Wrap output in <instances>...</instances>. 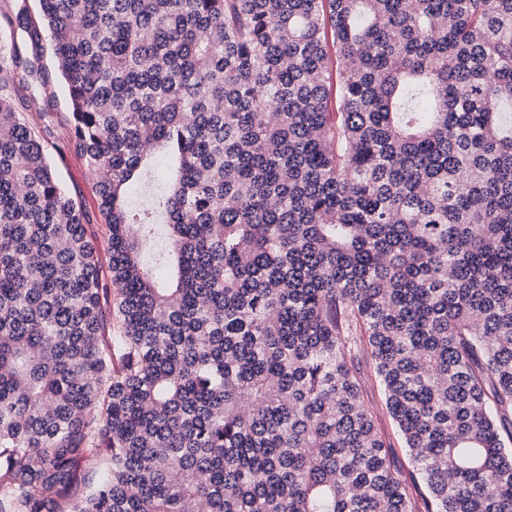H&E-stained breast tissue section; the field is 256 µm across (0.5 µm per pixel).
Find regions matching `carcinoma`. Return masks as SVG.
<instances>
[{
	"mask_svg": "<svg viewBox=\"0 0 512 512\" xmlns=\"http://www.w3.org/2000/svg\"><path fill=\"white\" fill-rule=\"evenodd\" d=\"M2 33L0 512H412L363 352L424 512H512V0H15ZM45 39L110 290L25 117ZM356 368L364 401L374 412L376 427L393 450L395 467L407 476L414 471V463L395 422L385 407L384 390L376 373L375 363L367 353H362Z\"/></svg>",
	"mask_w": 512,
	"mask_h": 512,
	"instance_id": "obj_1",
	"label": "carcinoma"
}]
</instances>
